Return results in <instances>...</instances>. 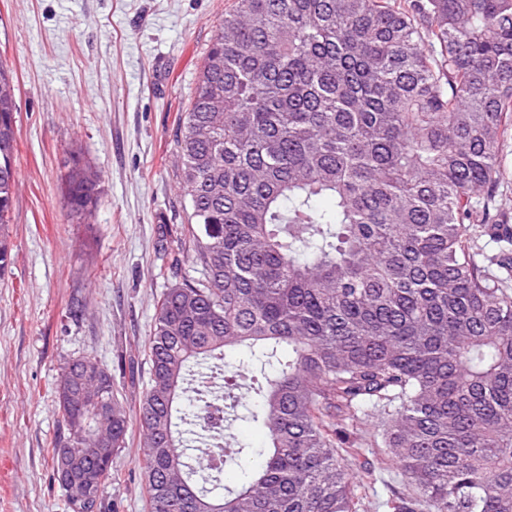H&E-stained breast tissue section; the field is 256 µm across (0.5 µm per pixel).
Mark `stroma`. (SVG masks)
I'll use <instances>...</instances> for the list:
<instances>
[{
    "instance_id": "obj_1",
    "label": "stroma",
    "mask_w": 512,
    "mask_h": 512,
    "mask_svg": "<svg viewBox=\"0 0 512 512\" xmlns=\"http://www.w3.org/2000/svg\"><path fill=\"white\" fill-rule=\"evenodd\" d=\"M232 0H0V61L14 73L16 166L0 276V512H67L49 443L68 359L112 372L132 417L112 461L106 512H148L135 419L160 273L159 227L188 203L175 135L216 25ZM99 177L91 212L72 211L73 161Z\"/></svg>"
}]
</instances>
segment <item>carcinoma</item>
Masks as SVG:
<instances>
[{"label": "carcinoma", "instance_id": "cac0c4a2", "mask_svg": "<svg viewBox=\"0 0 512 512\" xmlns=\"http://www.w3.org/2000/svg\"><path fill=\"white\" fill-rule=\"evenodd\" d=\"M15 84L0 62V273L16 187ZM512 129V0H234L181 120L189 243L160 225L174 282L148 343L138 409L149 512H364L376 481L354 424L385 423L404 476L389 512H512V226L489 204ZM74 210L97 176L75 168ZM322 198L331 200L324 209ZM483 236L500 245L479 256ZM200 277L178 278L186 263ZM241 347L234 362L226 350ZM61 367L64 432L91 473L69 512H102L112 465L86 429L127 445L112 372ZM258 372L252 454L202 424L224 368ZM93 386L105 418L81 399ZM210 440L199 454L184 435Z\"/></svg>", "mask_w": 512, "mask_h": 512}]
</instances>
